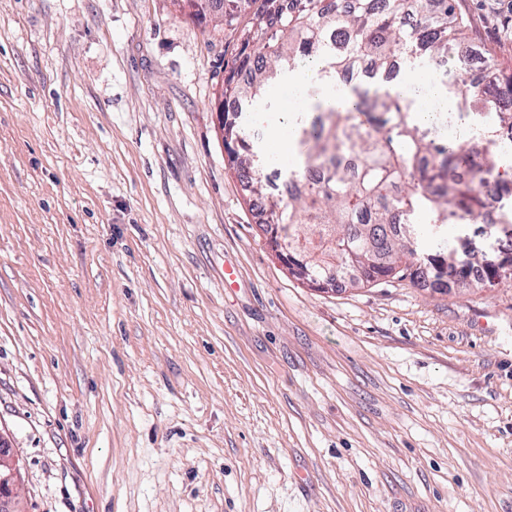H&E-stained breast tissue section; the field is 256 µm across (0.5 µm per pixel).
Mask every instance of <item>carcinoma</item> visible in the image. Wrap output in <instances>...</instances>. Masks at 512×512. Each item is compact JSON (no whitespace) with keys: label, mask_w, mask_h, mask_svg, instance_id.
Listing matches in <instances>:
<instances>
[{"label":"carcinoma","mask_w":512,"mask_h":512,"mask_svg":"<svg viewBox=\"0 0 512 512\" xmlns=\"http://www.w3.org/2000/svg\"><path fill=\"white\" fill-rule=\"evenodd\" d=\"M466 40V23L451 0H260L257 23L241 30L232 65H224V148L250 202L267 198V184L256 175L261 153L246 140L242 105L301 60L320 62L321 78L353 84L349 106L318 104L320 115L300 129L304 167H319L324 177L303 183L286 208L269 203L272 223L288 241L294 277L371 283L399 274L406 257L414 283H441L457 265L454 286L470 287L477 270L482 283L495 285V252L472 253L453 265L438 249L419 266L401 229L415 212L436 224L482 204L478 175L499 171L503 137L512 130V75L487 60L478 88L455 81L459 103L478 100L496 123L471 130L463 145L439 147L427 140L406 98L388 89L371 93L357 81L364 73L389 72L398 60L446 64ZM495 189L504 198L500 225L511 252L512 182ZM295 224L307 226L303 236L290 233Z\"/></svg>","instance_id":"1"}]
</instances>
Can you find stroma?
<instances>
[{
	"instance_id": "35a3bbf8",
	"label": "stroma",
	"mask_w": 512,
	"mask_h": 512,
	"mask_svg": "<svg viewBox=\"0 0 512 512\" xmlns=\"http://www.w3.org/2000/svg\"><path fill=\"white\" fill-rule=\"evenodd\" d=\"M452 4L461 59L395 86L512 73V0ZM256 11L0 0V435L25 512H512V284L289 274L218 129ZM281 110L248 106L258 147Z\"/></svg>"
}]
</instances>
